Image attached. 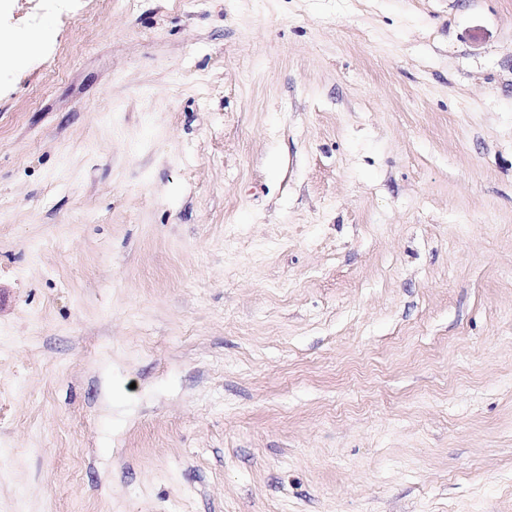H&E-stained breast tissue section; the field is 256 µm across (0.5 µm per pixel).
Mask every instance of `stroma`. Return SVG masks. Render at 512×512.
<instances>
[{
	"label": "stroma",
	"instance_id": "stroma-1",
	"mask_svg": "<svg viewBox=\"0 0 512 512\" xmlns=\"http://www.w3.org/2000/svg\"><path fill=\"white\" fill-rule=\"evenodd\" d=\"M0 40V512H512V0Z\"/></svg>",
	"mask_w": 512,
	"mask_h": 512
}]
</instances>
